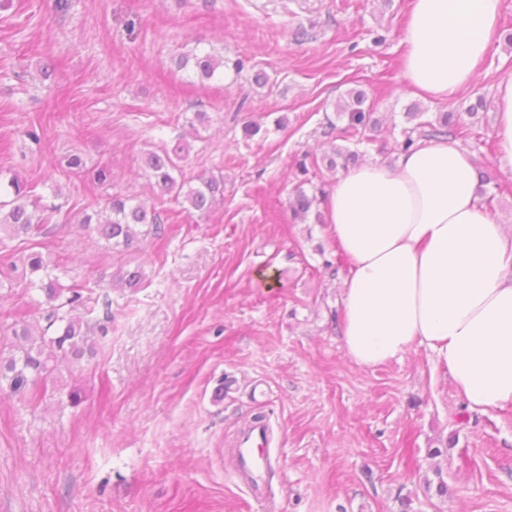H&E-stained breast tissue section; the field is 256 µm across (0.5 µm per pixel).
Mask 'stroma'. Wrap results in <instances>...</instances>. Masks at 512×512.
Masks as SVG:
<instances>
[{
    "mask_svg": "<svg viewBox=\"0 0 512 512\" xmlns=\"http://www.w3.org/2000/svg\"><path fill=\"white\" fill-rule=\"evenodd\" d=\"M408 4L70 0L59 13L53 0H13L0 11V180L57 197L61 214L36 247L61 284L87 285L92 320L109 327L92 334L93 354L62 366L63 390L33 401L0 381V512H512V406L470 410L418 346L353 363L340 335L348 262L324 225L288 209L304 153L330 151L345 124L336 105L360 89L382 124L369 160L393 159L409 108L431 122L461 111L471 135L460 144L512 225V170L493 136L512 45L499 41L448 102L415 94L401 73ZM191 51L245 68L202 83L175 66ZM198 112L209 122L194 129ZM249 122L261 127L251 138ZM181 139L186 175L223 173V206L201 218L168 201L161 236L125 251L71 223L99 199L91 170L109 164L115 191L149 196L144 153ZM73 154L87 171L69 178ZM138 264L137 291L107 286ZM45 310L30 275L12 269L0 349L13 322L43 331ZM258 415L272 429L270 510L231 462L236 431Z\"/></svg>",
    "mask_w": 512,
    "mask_h": 512,
    "instance_id": "stroma-1",
    "label": "stroma"
}]
</instances>
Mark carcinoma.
<instances>
[{"label":"carcinoma","instance_id":"carcinoma-1","mask_svg":"<svg viewBox=\"0 0 512 512\" xmlns=\"http://www.w3.org/2000/svg\"><path fill=\"white\" fill-rule=\"evenodd\" d=\"M178 68H191L199 80H210L224 71V57L209 52L179 57ZM363 97L358 92L348 93V98L338 104V115L346 116V125L339 129V139L353 144L333 150L332 154L321 158L309 157L310 163H300L301 171L336 170L338 160L351 163L361 155L360 146L375 140L379 121L374 113L362 108ZM406 117L418 120L414 127L404 131V139L399 143V150L407 151L422 140L447 136L451 139L467 135L466 126L460 122L459 114L446 112L436 122L421 120L422 113L415 110L406 113ZM191 146L179 142L172 148L145 153L143 165L152 189V203H147L136 196L124 195L112 191V171L103 166L96 171L94 184L103 189L98 209L91 214L77 218L97 237L115 247H130L137 238L136 227L141 225L156 234L161 230V218L155 203L167 197L182 200L183 210L189 214L196 213L205 217L217 206L224 203V174L209 172L196 176L197 185L192 186L183 175V163L187 160ZM311 186L307 192L305 186ZM9 190L0 196V234L11 238L26 237L34 239L42 234L44 225L51 223L58 206L44 202L43 197L34 193L30 184L12 178L8 182ZM323 187L307 178L302 181L293 196L288 200V209L294 219L305 222L313 220L323 223L320 204L324 200ZM23 266L30 273L45 272L51 265L50 257L40 251H31L22 258ZM145 274L140 266L127 269L119 274V282L127 288H138L143 283ZM40 289L44 292L48 305L46 320L48 327L56 322L63 323L56 336L37 334L25 323L14 322L7 331L22 343L12 346L8 355L0 352V378L9 382L11 392L15 394L57 389L59 376L58 364L63 360H80L85 354L93 352L89 343V333L94 330L89 321L79 312L84 307V286L62 285L59 279L47 278L41 281Z\"/></svg>","mask_w":512,"mask_h":512}]
</instances>
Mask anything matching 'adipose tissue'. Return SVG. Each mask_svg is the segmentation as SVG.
I'll use <instances>...</instances> for the list:
<instances>
[{"mask_svg":"<svg viewBox=\"0 0 512 512\" xmlns=\"http://www.w3.org/2000/svg\"><path fill=\"white\" fill-rule=\"evenodd\" d=\"M503 0H411L408 87L445 101L468 89L500 38ZM497 159L512 168V74L497 87ZM472 156L430 139L334 183L328 235L350 262L341 335L376 367L425 347L471 409L512 405V227L478 194Z\"/></svg>","mask_w":512,"mask_h":512,"instance_id":"adipose-tissue-1","label":"adipose tissue"}]
</instances>
